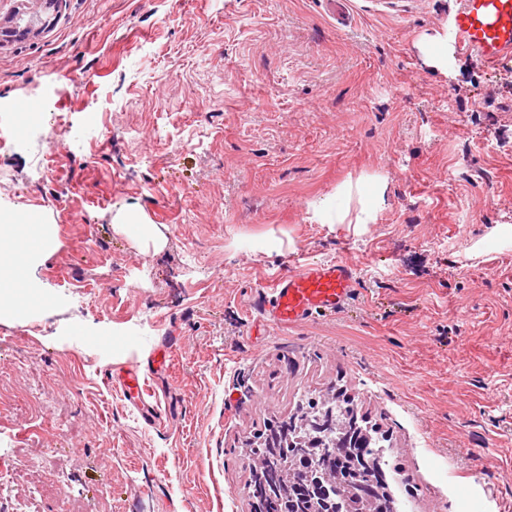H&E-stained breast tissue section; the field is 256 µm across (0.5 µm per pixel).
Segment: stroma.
Here are the masks:
<instances>
[{
  "instance_id": "35a3bbf8",
  "label": "stroma",
  "mask_w": 512,
  "mask_h": 512,
  "mask_svg": "<svg viewBox=\"0 0 512 512\" xmlns=\"http://www.w3.org/2000/svg\"><path fill=\"white\" fill-rule=\"evenodd\" d=\"M458 7L61 0L0 45V210L55 241L0 299L6 512H253L244 440L337 396L408 512H512V54L453 48ZM336 258L341 311L266 324L290 264ZM118 229L126 233L135 241L148 245L152 243L154 246L162 244L158 229L154 224H119Z\"/></svg>"
}]
</instances>
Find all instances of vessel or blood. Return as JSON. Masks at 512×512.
<instances>
[{"instance_id":"obj_1","label":"vessel or blood","mask_w":512,"mask_h":512,"mask_svg":"<svg viewBox=\"0 0 512 512\" xmlns=\"http://www.w3.org/2000/svg\"><path fill=\"white\" fill-rule=\"evenodd\" d=\"M454 27L458 49L475 53L485 64L512 54V0H463ZM357 281L356 268L344 260L304 264L275 280L261 312L274 326L297 325L339 311Z\"/></svg>"}]
</instances>
